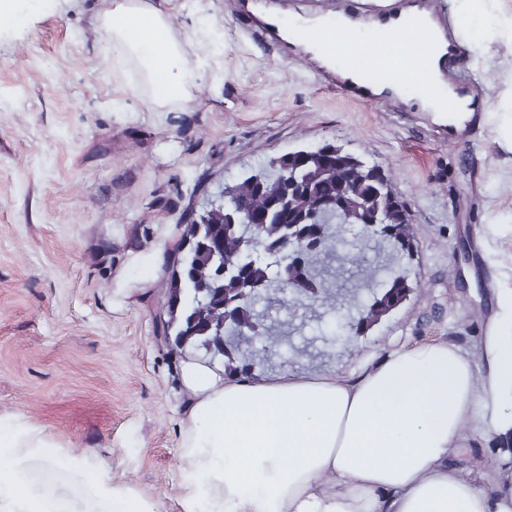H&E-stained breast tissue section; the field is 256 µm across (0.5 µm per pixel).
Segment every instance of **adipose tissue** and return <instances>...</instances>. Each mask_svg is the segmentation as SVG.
I'll return each instance as SVG.
<instances>
[{
	"label": "adipose tissue",
	"instance_id": "1",
	"mask_svg": "<svg viewBox=\"0 0 512 512\" xmlns=\"http://www.w3.org/2000/svg\"><path fill=\"white\" fill-rule=\"evenodd\" d=\"M458 15L483 51L474 63L499 66L495 48L512 44L504 0H458ZM100 26L118 69L140 77L150 110L193 98L198 64L219 47L195 52L151 0H113ZM482 369L448 342L389 353L356 380H254L225 376L196 357L182 363L188 397L181 411L183 512H512V469L487 482L461 475L462 426L496 436L512 459V290L478 342ZM49 440L0 430V512H59L63 492L35 493L33 464L64 466ZM95 512H147L128 490L77 472Z\"/></svg>",
	"mask_w": 512,
	"mask_h": 512
}]
</instances>
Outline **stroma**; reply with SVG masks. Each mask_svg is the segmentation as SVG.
<instances>
[{
  "label": "stroma",
  "instance_id": "1",
  "mask_svg": "<svg viewBox=\"0 0 512 512\" xmlns=\"http://www.w3.org/2000/svg\"><path fill=\"white\" fill-rule=\"evenodd\" d=\"M112 2L13 0L0 24V428L40 431L149 512H182L183 355L159 327L168 271L136 254L173 247L247 169L332 143L403 202L411 290L343 342L336 306L376 264L344 230L321 321L292 302L271 314L299 327L274 376L352 381L396 350L472 351L512 290V152L487 119L452 136L420 109L347 99L287 47L243 35L237 0H155L188 41L204 32L224 52L186 106L149 111L112 70L98 27Z\"/></svg>",
  "mask_w": 512,
  "mask_h": 512
}]
</instances>
